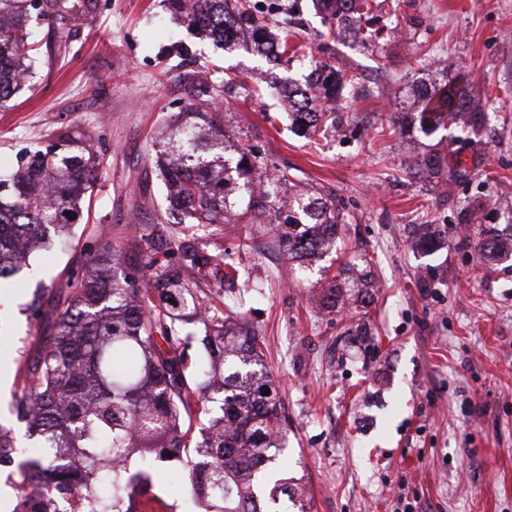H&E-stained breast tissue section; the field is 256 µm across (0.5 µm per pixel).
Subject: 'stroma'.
Returning a JSON list of instances; mask_svg holds the SVG:
<instances>
[{"mask_svg": "<svg viewBox=\"0 0 512 512\" xmlns=\"http://www.w3.org/2000/svg\"><path fill=\"white\" fill-rule=\"evenodd\" d=\"M371 47L312 0H250L287 29L274 57L226 53L175 15L171 0H94L79 20L40 23L29 88L0 108V174L24 151L62 134L91 140L97 186L82 215L28 267L0 282V427L16 447L0 466V512L23 493L20 463L34 438L15 403L20 370L38 357V325L87 246L119 249L117 275L138 277L146 257L177 259L188 241L208 262L183 273L203 307L242 318L262 341L266 372L287 419L278 467L301 479L311 512H512V258L487 261L481 227L512 223V0H379ZM360 75L341 127L316 140L294 132L280 93L304 88L316 65ZM191 72L227 86L210 124L287 171L296 190L331 197L341 213L325 258L294 264L248 216L192 228L167 217L155 142L185 110ZM465 86L483 114L479 134L459 126L409 130L413 87ZM458 140L467 175L415 176L440 143ZM435 224L438 252L413 227ZM149 236L152 249L134 246ZM242 257L248 293L227 291L216 258ZM370 271V300L319 303L342 265ZM37 306L41 322L29 319ZM140 512H205L173 463L152 460Z\"/></svg>", "mask_w": 512, "mask_h": 512, "instance_id": "obj_1", "label": "stroma"}]
</instances>
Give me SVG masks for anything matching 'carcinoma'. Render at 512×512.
Wrapping results in <instances>:
<instances>
[{"instance_id":"1","label":"carcinoma","mask_w":512,"mask_h":512,"mask_svg":"<svg viewBox=\"0 0 512 512\" xmlns=\"http://www.w3.org/2000/svg\"><path fill=\"white\" fill-rule=\"evenodd\" d=\"M74 20L91 0H0V107L30 75L34 50L30 21L62 17V4ZM185 22L222 44L227 53L249 49L288 52L287 38L263 43L264 18L236 10L228 0H188ZM349 24L374 9L372 0H316ZM316 85L324 90L330 112L317 111L306 91L296 96L293 124L308 137L318 125L337 122L347 108L348 88L356 76L328 64L317 66ZM220 86L195 90L194 102L173 120L167 141L157 144L156 167L166 188L168 215L180 224H224L240 203L255 224L270 223L278 193L286 191L285 173L266 172V164L224 131L210 137L190 121L211 108ZM470 95L449 86L428 97L419 116L420 131L435 132L450 117L468 109ZM93 149L83 137L66 135L60 150L37 152L6 178L0 177V279L12 276L33 249L52 245L75 223L80 200L95 186ZM427 171L450 169L457 175L460 152L449 150L424 160ZM341 223L336 204L303 193L288 197V223L274 225L276 242L288 259L311 262L336 244ZM487 257L504 252L497 226L482 231ZM180 267L201 262L195 248L180 246ZM116 251L88 247L81 267L71 271L56 297L54 332L29 368L19 400L20 418L45 449L43 457L20 466L21 479L34 468L48 472L45 498L62 512L59 500L77 496L80 512H137L135 497L151 488V475L130 470L131 459L186 457L185 478L205 512H271L285 496L297 512H311L300 480L269 470L282 453V419L276 393L261 369L260 341L245 325L202 307L170 266L150 258L145 268L161 290L163 306L149 305L135 282L111 273ZM194 317L205 325L201 343L218 354L219 366L187 364L175 324ZM167 348H162V345ZM268 395H263L264 391ZM210 415L200 436H193L192 405Z\"/></svg>"}]
</instances>
